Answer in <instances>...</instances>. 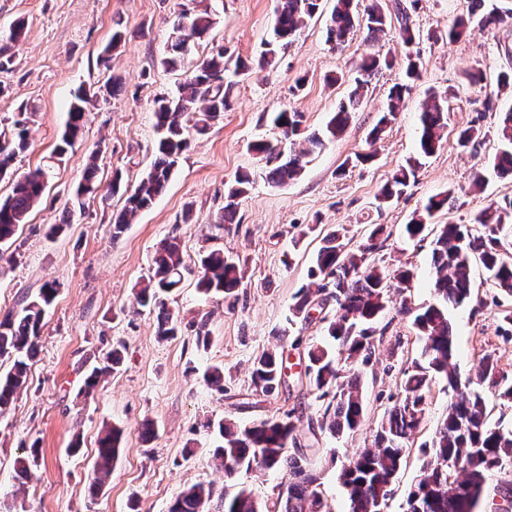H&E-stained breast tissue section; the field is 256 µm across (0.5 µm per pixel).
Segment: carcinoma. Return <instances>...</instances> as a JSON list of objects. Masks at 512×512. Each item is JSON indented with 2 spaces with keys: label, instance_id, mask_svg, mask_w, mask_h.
I'll return each mask as SVG.
<instances>
[{
  "label": "carcinoma",
  "instance_id": "cac0c4a2",
  "mask_svg": "<svg viewBox=\"0 0 512 512\" xmlns=\"http://www.w3.org/2000/svg\"><path fill=\"white\" fill-rule=\"evenodd\" d=\"M487 0H471L468 14L460 16L449 32L458 39L472 24L495 30L512 16L511 7L492 5ZM321 0H280L273 37L266 43L260 64L271 66L279 49L291 44L320 10ZM395 12L384 10L376 0L364 15L356 11L355 0H335L327 30L328 40L337 46L344 44L357 29L365 32V40L373 46L389 34H394L409 48L415 40L413 23L408 9L394 4ZM215 18L204 6L179 13L167 37L168 54L162 61L170 71L180 69L181 60L193 42L206 39L213 29ZM125 40L117 29L111 42L100 52L97 63L108 70L112 48ZM227 49L214 45L202 61L184 75L173 93L162 94L155 100V128L159 133L155 159L138 185L131 190L125 206L113 217L112 237L123 233L127 224L141 210L159 196L178 165L181 156L194 135H204L212 123L231 106L235 82L226 80ZM419 57L406 53L405 80L393 84L387 94V103L377 124L372 129V141L381 138L384 128L392 122L406 100L410 82L420 77ZM393 61L380 52L363 55L356 66V76L347 98L340 102L322 131L301 132L303 115L293 108H282L273 113L272 123L280 137L273 141H258L252 145L255 152L266 159L267 180L281 186L296 178L304 170L308 158L336 138L349 123L367 95L371 81L392 67ZM120 88V81L108 78L104 85L92 92L80 87L74 93L67 126L58 151L64 153L73 147L84 127L87 111L84 103L90 94L104 90L109 94ZM447 98L432 93L423 104L421 132L417 155L398 166L391 178L379 189L376 199L389 203L400 197L409 186L421 165V159L432 156L441 146L447 128ZM12 121L9 139H0V180L12 176L11 164L28 147V107L17 110ZM476 117L457 134L458 145L474 148L485 139L487 132ZM499 149L494 157V168L501 174H512V110L506 112L496 130ZM46 174L42 170L28 172L17 179L11 193L0 199V273L15 262L14 254H5L15 243L19 225L26 223L29 213L40 202L45 191ZM250 178L240 174L224 192V207L216 227L234 221L238 199L248 191ZM454 193L450 190L429 199L425 206L431 215L450 204ZM512 213V200L501 205L496 202L475 214L473 224H443L433 240L432 261L435 270L433 284L437 301L418 309L402 303L401 311L412 316V325L421 341L419 358L403 372L400 396L381 421L371 446L360 448L354 458L343 465L340 480L347 491L349 512H381L391 493V484L402 467L408 444L420 428L425 405V392L437 375L447 380L448 388L458 390L459 380L452 366L455 354V335L448 317V307H458L473 297L472 260L478 258L488 273L491 286L499 293L512 297V259L505 255V242L512 236V226L504 217ZM383 226L374 227L368 243L352 250L348 248L346 232L335 230L324 237V246L316 253L309 277L313 286L301 288L294 296L292 315L308 320L311 311L322 312L335 305L332 319L322 317L325 332L339 343L340 351H333L325 343L312 344L305 358L309 383L321 391L320 397L329 398L318 428H309L306 448L314 447L317 432H328L339 438L359 428L364 414V393L361 384V366L369 364L375 353L374 324L386 314L389 301L385 280L393 277L408 283L411 271L401 266L392 273L375 264L367 263L368 255L384 248L379 242ZM185 267L178 245L164 240L158 246L146 285L140 289L141 306L156 314L158 334L175 336L181 325L167 306V295L179 287ZM243 275L238 265L224 258L220 249H211L200 260L196 288L205 295L229 297L239 287ZM57 288L45 283L38 295L23 301L16 313L0 318V357L12 359L11 368L0 373V411L6 409L25 387L29 362L37 353L38 343L47 308L53 303ZM117 344L106 353L104 366L95 367L85 378V393L98 384L99 377L122 362V349ZM285 352L264 351L252 364L254 387L264 394L278 390L285 380L281 368ZM497 362L485 356L477 366V380L498 383ZM218 433L223 444L213 454L217 465L224 467V482L231 483L242 469L283 470L287 482L270 507H263L252 493L239 489L224 494V512H325L319 477L303 465L305 453L301 447L299 428L292 412L280 417L238 424L220 420ZM121 431L105 430L98 440L93 484H103L111 474L112 464L119 453ZM296 449L288 453V448ZM424 454L421 474L407 499L406 512H477L486 495V477L490 471L512 459V428L487 422L483 399L477 392H461L448 406V414L437 427ZM212 495L211 488L196 484L182 491L172 502L168 512H202L204 503Z\"/></svg>",
  "mask_w": 512,
  "mask_h": 512
}]
</instances>
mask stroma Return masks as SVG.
Returning <instances> with one entry per match:
<instances>
[{
    "mask_svg": "<svg viewBox=\"0 0 512 512\" xmlns=\"http://www.w3.org/2000/svg\"><path fill=\"white\" fill-rule=\"evenodd\" d=\"M418 33L421 77L406 104L377 142L369 133L377 123L388 90L401 76L405 47L397 39L380 42L394 60L372 84L366 100L351 115L346 130L316 152L295 181L275 186L266 165L249 145L273 134L271 115L295 107L309 130L321 129L350 91L349 78L366 51L363 32H355L339 49L327 39L333 0H322L318 13L296 40L279 50L274 67L258 69L270 40L278 0H208L216 17L210 41L255 67L234 89L233 105L208 133L193 137L165 192L139 212L120 236L112 234V216L122 195L93 193L74 198V190L98 151L99 178L110 183L121 174L134 186L154 160L157 132L153 105L163 92L175 91L182 72L167 71L168 27L192 0H0V30L24 21L25 33L10 50V71L0 73L7 93L0 97V119L32 103L38 112L29 124L30 147L14 162L17 173L39 168L47 191L20 225L16 263L0 275V316L18 312L24 298L35 297L44 283L57 282L58 294L41 332L38 355L31 361L26 387L0 414V512H168L185 488L203 483L214 494L205 512H224V473L211 463L218 443L211 424L231 419L243 424L290 411L299 429L320 419L324 409L316 391L302 389L297 377L286 388L265 395L253 386L251 366L263 351L280 346L291 363L300 348L323 339L320 321L291 319L299 288L308 285L313 258L322 238L344 226L353 245L366 242L373 225H385L389 239L372 254L376 265L408 267L409 288H390L391 309L374 335L375 354L362 369L365 414L360 427L341 438L319 434L318 453L307 465L321 477L327 512H348L340 483L342 464L357 449L371 446L392 396L400 391L404 370L420 351L411 318L396 312L401 299L413 307L434 302L431 286L432 241L442 224L470 223L475 212L493 201L512 199V176H502L491 158L494 133L504 112L512 110V93L499 92L497 76L512 69V18L495 30L472 27L461 39L448 30L465 14L470 0H403ZM126 30L124 45L112 53L111 74L120 76L118 95L92 106L76 145L58 154L59 143L78 87L104 81L99 52L110 42L114 25ZM481 70L482 83L469 86L466 72ZM343 73L346 81L328 86L325 78ZM303 91H296L297 79ZM453 90L442 147L423 160L404 194L377 207L379 188L393 171L416 153L419 111L430 90ZM493 108L484 111L485 98ZM488 136L475 151H461L456 136L474 118ZM361 153L368 164H355ZM249 174L251 185L234 223L216 228L224 189L236 174ZM483 187L473 190L474 177ZM453 191L454 207L431 219L423 235L408 240L405 224L421 214L427 200ZM75 214L63 232H52L67 208ZM176 238L187 271L168 306L182 331L169 339L157 335L154 314L142 310L135 293L146 279L158 243ZM212 247L245 273L231 300L204 297L197 289L198 259ZM474 300L452 309L461 382L474 379L482 356L498 364L499 386L477 385L491 421L512 426V403L501 398V384H512V338L497 329L512 297L491 287L481 265L473 267ZM207 320L210 342L198 345L195 326ZM127 346L122 366L101 377L85 393L89 365L102 359L113 341ZM224 368V389L207 385L205 370ZM446 382L435 377L426 394L421 427L392 484L384 512H406L428 443L448 412ZM152 421L156 435L142 442L140 427ZM122 432V451L109 481L99 491L90 482L97 439L104 426ZM79 449H71L72 439ZM38 446L39 460L25 481H18L14 461Z\"/></svg>",
    "mask_w": 512,
    "mask_h": 512,
    "instance_id": "obj_1",
    "label": "stroma"
}]
</instances>
